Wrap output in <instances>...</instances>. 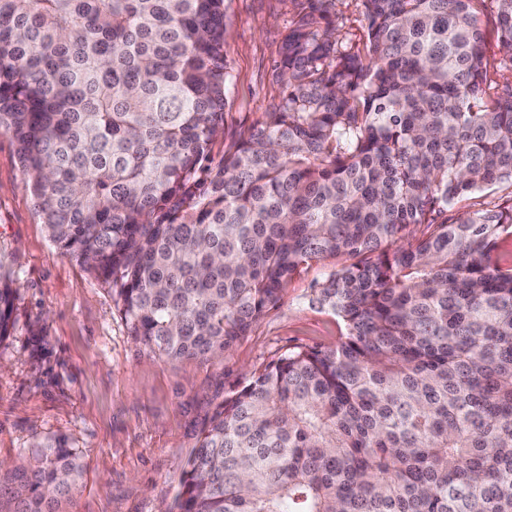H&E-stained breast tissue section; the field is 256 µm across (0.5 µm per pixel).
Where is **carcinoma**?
<instances>
[{
	"label": "carcinoma",
	"instance_id": "carcinoma-1",
	"mask_svg": "<svg viewBox=\"0 0 512 512\" xmlns=\"http://www.w3.org/2000/svg\"><path fill=\"white\" fill-rule=\"evenodd\" d=\"M305 0L282 95L217 162L232 75L224 0H0V132L57 251L112 287L169 361L248 335L301 268L344 332L224 398L174 512H512V207L448 209L512 182V85L480 0H361L367 43ZM512 61V0H496ZM16 282L0 269V338ZM0 480L55 512L82 465L63 438ZM479 17L485 34L487 53L494 57L498 64L503 56L498 51L497 34L495 27L496 3L493 0H484L478 5Z\"/></svg>",
	"mask_w": 512,
	"mask_h": 512
}]
</instances>
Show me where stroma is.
<instances>
[{"label":"stroma","mask_w":512,"mask_h":512,"mask_svg":"<svg viewBox=\"0 0 512 512\" xmlns=\"http://www.w3.org/2000/svg\"><path fill=\"white\" fill-rule=\"evenodd\" d=\"M296 12V0H226L233 87L214 157L277 100L274 67ZM330 15L340 37L365 42L360 0H334ZM0 263L18 286L14 329L0 339V462L65 438L85 470L62 512H170L198 436L225 397L289 349L332 346L343 331L331 311L309 302L336 264L328 258L295 274L279 307L222 357L160 359L133 341L109 285L57 253L4 133Z\"/></svg>","instance_id":"obj_1"}]
</instances>
